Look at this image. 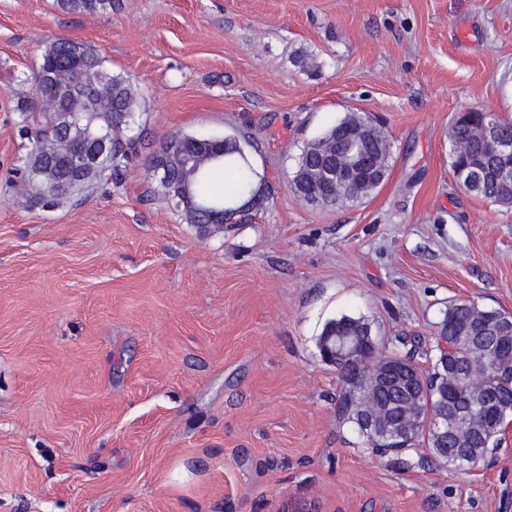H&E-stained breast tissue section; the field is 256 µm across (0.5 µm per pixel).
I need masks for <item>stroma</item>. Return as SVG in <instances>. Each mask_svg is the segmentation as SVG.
I'll return each mask as SVG.
<instances>
[{
    "mask_svg": "<svg viewBox=\"0 0 512 512\" xmlns=\"http://www.w3.org/2000/svg\"><path fill=\"white\" fill-rule=\"evenodd\" d=\"M61 38L133 84L141 142L48 208L13 170ZM466 107L512 121V0H0V512H512V430L466 472L395 464L338 421L317 345L364 316L426 369L451 304L512 313V209L451 169ZM348 112L382 118L386 180L300 206L298 155ZM175 133L250 141L251 220L204 233L150 195ZM63 10L74 13L106 14L112 13L113 0H58ZM335 325L337 330L342 329L344 332L350 333L355 336H360L359 334L368 331H371L374 334L371 322L365 317L356 318L345 315L339 318H333L328 320L324 324L320 336H323L324 334L328 333Z\"/></svg>",
    "mask_w": 512,
    "mask_h": 512,
    "instance_id": "35a3bbf8",
    "label": "stroma"
}]
</instances>
